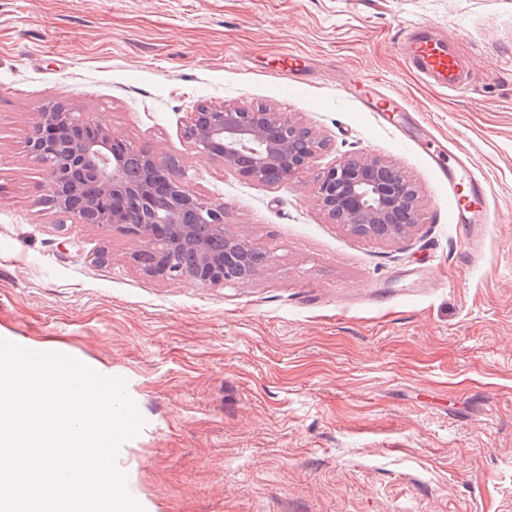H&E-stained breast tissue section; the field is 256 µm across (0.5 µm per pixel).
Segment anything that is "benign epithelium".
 <instances>
[{
    "label": "benign epithelium",
    "mask_w": 512,
    "mask_h": 512,
    "mask_svg": "<svg viewBox=\"0 0 512 512\" xmlns=\"http://www.w3.org/2000/svg\"><path fill=\"white\" fill-rule=\"evenodd\" d=\"M186 135L197 152L269 186L298 179L324 142L279 112L240 106H200L188 113ZM27 154L47 173L56 209L79 223L118 228L138 242L131 258L163 279L224 286L246 278L230 265L258 249L228 232L216 204L173 172L154 152L115 137L112 126L52 103L27 125ZM166 186L167 202L158 204ZM317 205L334 224L384 242L408 238L418 223L421 187L376 157H347L316 176Z\"/></svg>",
    "instance_id": "7a95c632"
}]
</instances>
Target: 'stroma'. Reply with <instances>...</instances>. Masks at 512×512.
Returning <instances> with one entry per match:
<instances>
[{"instance_id": "35a3bbf8", "label": "stroma", "mask_w": 512, "mask_h": 512, "mask_svg": "<svg viewBox=\"0 0 512 512\" xmlns=\"http://www.w3.org/2000/svg\"><path fill=\"white\" fill-rule=\"evenodd\" d=\"M419 23L452 34L460 87L405 65ZM359 77L406 112L337 93ZM51 101L175 161L263 271L164 280L122 231L59 213L24 145ZM204 103L272 109L325 147L259 183L190 148ZM421 126L488 184L474 255ZM346 156L422 186L409 239L319 210L313 179ZM0 339L124 380L144 425L117 464L145 512H512V0H0Z\"/></svg>"}]
</instances>
